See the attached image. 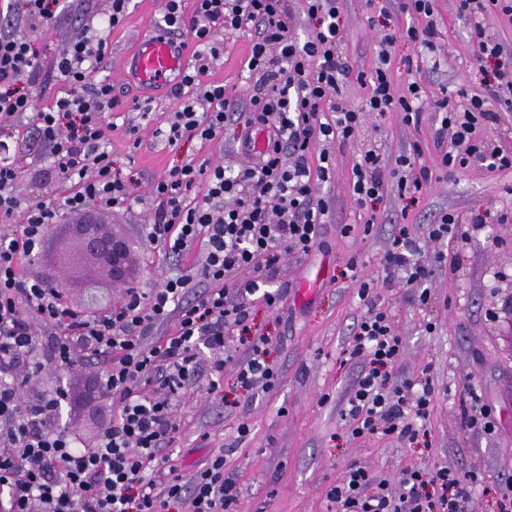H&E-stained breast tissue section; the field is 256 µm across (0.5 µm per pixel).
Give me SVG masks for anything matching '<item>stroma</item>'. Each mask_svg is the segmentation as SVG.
<instances>
[{
  "label": "stroma",
  "instance_id": "stroma-1",
  "mask_svg": "<svg viewBox=\"0 0 512 512\" xmlns=\"http://www.w3.org/2000/svg\"><path fill=\"white\" fill-rule=\"evenodd\" d=\"M111 0H71L67 13L46 37L49 56L61 53L70 30L79 23L97 24L109 13ZM162 0H132L129 14L109 36V54L98 76L112 84V94L122 102L144 95L139 84L121 79L120 68L137 39L156 31ZM379 22L407 23L395 0H343L345 52L353 70L370 71L374 65L377 30L366 23L367 13ZM439 21L436 41V70L409 75L405 61L413 49L404 43L394 50L395 84L408 78L421 82L428 95L448 89L456 93L480 91L482 76L474 60L468 25L457 12L456 0H435ZM224 55L215 63L212 77L227 87L244 91L251 34L240 31L223 37ZM157 108L143 118L133 112H119L115 122L138 125L139 144L121 135L112 138L115 167L134 177L132 191L138 202L128 212H101V223L114 231L133 235L148 221L145 204L153 180L172 166L185 161L220 162L238 168L242 123L228 126L220 141L182 142L170 148L154 130L163 126L179 102L174 86L154 93ZM434 129L425 124L414 129L401 122L399 113H367L358 146L380 147L390 156L421 149V161L433 165L436 149ZM26 126H18L10 141V156L24 174V193L35 202L58 185L41 176L46 160L26 146ZM356 148H334L335 169L331 182L323 184L321 195L329 199L332 220L323 225L319 244L301 260H288L277 277L287 287L286 299L278 309L255 303L251 319L256 330L270 336L269 362L279 374L273 391L248 394L234 384L235 366L224 367L222 397L198 389L185 396L183 428L179 441L168 449L170 464L183 477H190L204 462L210 448L200 447L197 438L208 434L210 447L230 446L227 468L234 472L239 487V512H332L328 489L335 484L345 465L357 460L367 465L378 480L396 487L398 472L406 466L448 467L481 472L485 481L478 486L475 512H492L496 491L512 478V223H500L503 213L512 214V171L473 168L455 175L438 174L428 193L418 201L398 198L384 188L373 209L359 207L350 192ZM486 214V224L462 250L458 272L447 265L435 267L428 285L429 306L420 305L413 288L382 290L381 300L395 317L396 330L405 352L395 371L399 377H415L429 371L435 386L433 409L424 435L411 442L373 436L352 441L340 418L358 366L346 354L357 317L364 307L357 297L356 277L383 278L381 259L399 225L434 223L440 213ZM376 223L370 233L345 237L340 228L359 224L368 215ZM356 272H349V262ZM436 329L426 333V322ZM474 387L483 403L496 414L494 433L464 430L460 423V401L467 387ZM246 420L251 431L238 439V420Z\"/></svg>",
  "mask_w": 512,
  "mask_h": 512
}]
</instances>
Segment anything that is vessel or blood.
Wrapping results in <instances>:
<instances>
[{"label": "vessel or blood", "mask_w": 512, "mask_h": 512, "mask_svg": "<svg viewBox=\"0 0 512 512\" xmlns=\"http://www.w3.org/2000/svg\"><path fill=\"white\" fill-rule=\"evenodd\" d=\"M189 61V50L180 38L154 32L143 36L122 66L125 77L153 89L175 82Z\"/></svg>", "instance_id": "1"}]
</instances>
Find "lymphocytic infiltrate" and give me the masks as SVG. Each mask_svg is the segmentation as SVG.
I'll use <instances>...</instances> for the list:
<instances>
[{
	"mask_svg": "<svg viewBox=\"0 0 512 512\" xmlns=\"http://www.w3.org/2000/svg\"><path fill=\"white\" fill-rule=\"evenodd\" d=\"M164 0L161 28L187 36L193 65L178 82L185 90L167 126L156 136L175 146L197 138H223L233 116L252 130H266L267 146L255 152L251 137L240 141L249 162L238 171L223 164L172 167L152 185L150 222L127 248L142 256L162 255L173 270L154 281L123 286L119 305L97 314L75 310L61 285L63 271L39 269L32 278L19 272L22 261L46 252L61 220L77 224L93 210H120L135 201L133 177L114 167L113 113L122 103L111 83L97 79L109 47L108 36L122 26L129 0H112L98 26L74 27L66 49L51 66L60 84L54 105L35 111L29 91L40 67L39 37L54 30L64 0H11L7 25L0 27V137L7 139L29 119L30 146L48 159V175L70 184L64 196L29 203L24 176L0 160V512H236L239 491L223 451L213 452L183 479L162 455L178 438V417L188 387L199 380L198 355H212L207 394L223 385L224 365L234 362L235 380L247 392L273 390L279 380L267 361L268 336L252 332L251 298L261 295L279 308L284 289H269L284 260L310 255L320 226L330 216L319 197L320 184L333 175L332 144L354 142L370 112H397L403 123L436 122L439 150L435 166L418 152L387 157L374 149L355 156L351 193L359 206L378 201L385 184L398 197L416 200L432 185L435 171L474 166L512 169V151L482 132L497 112H512V70L496 71L482 93L451 105L447 96H425L420 83L395 88L392 53L398 42L412 44L416 66L429 63L437 24L433 0H400L412 24L387 27L377 39V62L370 73H352L343 52L345 31L340 0ZM468 18L476 62L500 57L503 47L487 34L490 15L512 16V0H457ZM306 19L310 33L294 31ZM252 34L246 60V96L229 92L207 75L224 52L221 34ZM366 92L357 104L343 96L349 78ZM316 165H309V156ZM201 201H191L196 189ZM481 214L442 213L423 233L400 225L382 258V286H413L420 304L430 299L433 265L457 268L447 255V239H468ZM437 246L426 256L425 243ZM380 288L359 280L365 306L353 330L349 357L360 369L342 413L347 435L412 441L424 430L435 389L430 374L399 378L394 367L404 344L380 302ZM172 324L168 336L155 327ZM51 337L50 360L62 368L88 370L109 391L110 419L86 447L57 425L67 391L27 397L23 387L43 365L36 351L40 336ZM245 356H238L239 345ZM479 477L445 466H411L400 471L399 490L376 481L363 463L350 462L327 492L336 512H473Z\"/></svg>",
	"mask_w": 512,
	"mask_h": 512,
	"instance_id": "lymphocytic-infiltrate-1",
	"label": "lymphocytic infiltrate"
}]
</instances>
